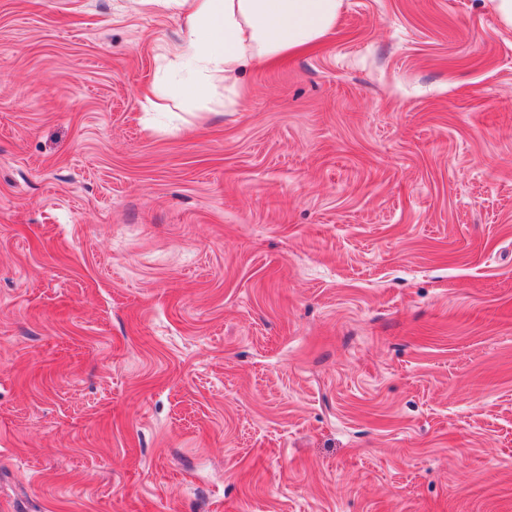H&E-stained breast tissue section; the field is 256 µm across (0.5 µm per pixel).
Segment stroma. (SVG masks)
Returning a JSON list of instances; mask_svg holds the SVG:
<instances>
[{
  "mask_svg": "<svg viewBox=\"0 0 512 512\" xmlns=\"http://www.w3.org/2000/svg\"><path fill=\"white\" fill-rule=\"evenodd\" d=\"M143 0H0V512H512V25L342 0L153 111Z\"/></svg>",
  "mask_w": 512,
  "mask_h": 512,
  "instance_id": "stroma-1",
  "label": "stroma"
}]
</instances>
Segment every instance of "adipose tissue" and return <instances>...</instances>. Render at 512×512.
Here are the masks:
<instances>
[{"mask_svg":"<svg viewBox=\"0 0 512 512\" xmlns=\"http://www.w3.org/2000/svg\"><path fill=\"white\" fill-rule=\"evenodd\" d=\"M178 10L188 44L172 79L155 80L148 100L166 112L175 98L201 99L236 85L246 68L308 48L336 26L342 0H153Z\"/></svg>","mask_w":512,"mask_h":512,"instance_id":"obj_1","label":"adipose tissue"}]
</instances>
